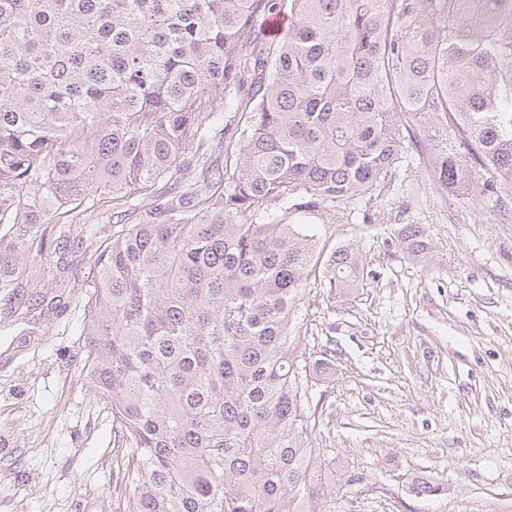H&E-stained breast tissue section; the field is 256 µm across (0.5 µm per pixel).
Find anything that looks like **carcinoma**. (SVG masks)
<instances>
[{
  "label": "carcinoma",
  "mask_w": 512,
  "mask_h": 512,
  "mask_svg": "<svg viewBox=\"0 0 512 512\" xmlns=\"http://www.w3.org/2000/svg\"><path fill=\"white\" fill-rule=\"evenodd\" d=\"M417 130L441 188L512 186V0H0V224L112 225L86 232L84 362L123 512H323L292 326L317 267L347 296L361 258L291 219L380 193Z\"/></svg>",
  "instance_id": "cac0c4a2"
}]
</instances>
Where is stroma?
<instances>
[{"instance_id":"1","label":"stroma","mask_w":512,"mask_h":512,"mask_svg":"<svg viewBox=\"0 0 512 512\" xmlns=\"http://www.w3.org/2000/svg\"><path fill=\"white\" fill-rule=\"evenodd\" d=\"M434 176V150L414 145L381 193L293 217L362 257L349 295L319 286L299 303L336 512H512V190ZM404 224L425 228V258L401 250ZM81 241L64 224H0L18 254L0 287V512H117L122 441L84 365Z\"/></svg>"}]
</instances>
